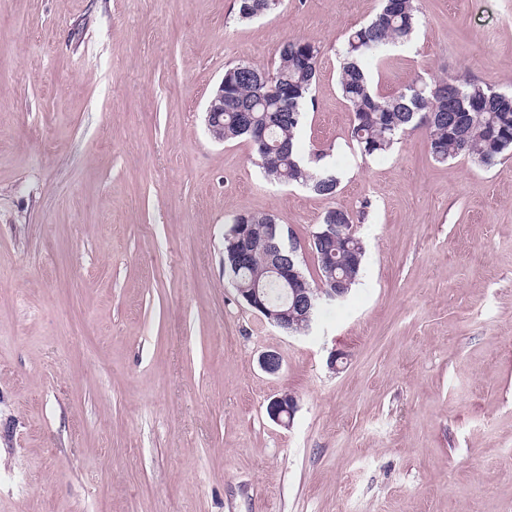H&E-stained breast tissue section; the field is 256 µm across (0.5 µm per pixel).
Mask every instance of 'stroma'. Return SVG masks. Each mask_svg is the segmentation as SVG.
<instances>
[{
  "label": "stroma",
  "instance_id": "obj_1",
  "mask_svg": "<svg viewBox=\"0 0 512 512\" xmlns=\"http://www.w3.org/2000/svg\"><path fill=\"white\" fill-rule=\"evenodd\" d=\"M377 7L0 0V512H512V158L439 163L421 131L360 153L338 54ZM421 8L378 92L512 91V0ZM293 36L322 50L297 148L331 199L204 121L226 65ZM331 207L362 270L290 335L226 279V223L270 213L305 245ZM237 14L241 20L255 18L272 13L280 3L272 0H236ZM296 408L295 398L291 393H281L275 396L267 407L269 417L276 423L289 425Z\"/></svg>",
  "mask_w": 512,
  "mask_h": 512
}]
</instances>
